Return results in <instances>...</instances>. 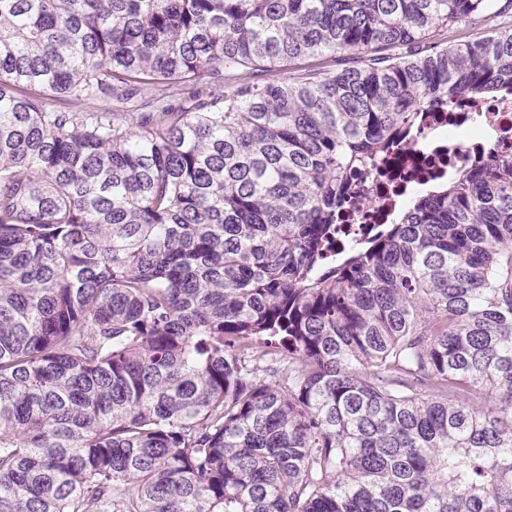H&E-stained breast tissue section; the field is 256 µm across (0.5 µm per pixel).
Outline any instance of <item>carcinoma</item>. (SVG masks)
Here are the masks:
<instances>
[{"instance_id": "1", "label": "carcinoma", "mask_w": 512, "mask_h": 512, "mask_svg": "<svg viewBox=\"0 0 512 512\" xmlns=\"http://www.w3.org/2000/svg\"><path fill=\"white\" fill-rule=\"evenodd\" d=\"M492 7L0 0V512H512V155L336 252L423 111L512 97V23L413 50ZM340 63L336 59V63L332 61V57H318L316 59H303V60H295L294 62H290L287 64V66H284L280 68V71H272V72H259L258 80L259 82H268L272 81V79H275L279 76V74H283L285 72H288L289 74H303L306 73L308 70H313L314 68L317 70L315 72H319L318 68L323 69H332L336 68L339 69Z\"/></svg>"}]
</instances>
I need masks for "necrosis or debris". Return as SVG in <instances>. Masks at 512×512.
<instances>
[{"instance_id":"necrosis-or-debris-1","label":"necrosis or debris","mask_w":512,"mask_h":512,"mask_svg":"<svg viewBox=\"0 0 512 512\" xmlns=\"http://www.w3.org/2000/svg\"><path fill=\"white\" fill-rule=\"evenodd\" d=\"M422 130V141L399 142L359 178L337 249L366 237L374 225L388 223L413 184L469 164L477 145L491 141L501 153L511 155L512 98L487 100L476 111L464 100L448 111L428 110Z\"/></svg>"}]
</instances>
